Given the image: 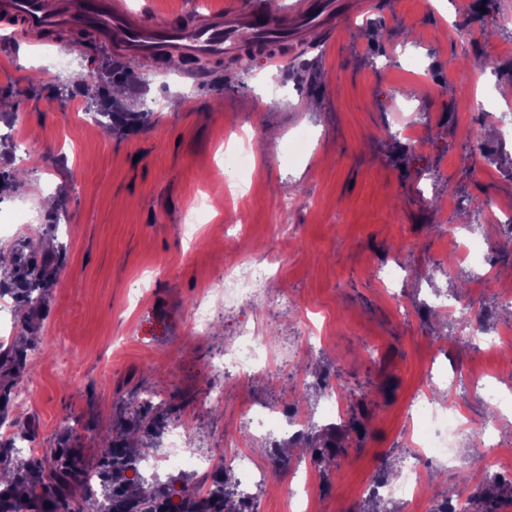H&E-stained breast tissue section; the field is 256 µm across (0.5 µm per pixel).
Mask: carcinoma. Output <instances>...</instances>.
Listing matches in <instances>:
<instances>
[{
    "label": "carcinoma",
    "mask_w": 512,
    "mask_h": 512,
    "mask_svg": "<svg viewBox=\"0 0 512 512\" xmlns=\"http://www.w3.org/2000/svg\"><path fill=\"white\" fill-rule=\"evenodd\" d=\"M85 95L93 114L104 118L103 127L110 129L122 118L121 112L97 109L90 90H85ZM13 285L21 291L25 303H41L49 287L47 264L39 265L25 257L22 249H15L12 270L0 268V290ZM0 364L15 370L25 367V350L13 348L1 353ZM137 457L135 449L112 444L100 449L97 464L88 468L75 449L61 448L56 453L55 465L48 471L31 458L10 457L13 477L0 491V512H81L73 489L84 486L87 474L94 470L106 471L97 512H151L153 507L172 505L175 496L179 503L173 504V512H235V492L225 483L224 471L215 473L211 497L200 499L186 487L145 488L127 479L126 473Z\"/></svg>",
    "instance_id": "carcinoma-1"
}]
</instances>
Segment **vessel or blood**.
Returning <instances> with one entry per match:
<instances>
[{"label": "vessel or blood", "mask_w": 512, "mask_h": 512, "mask_svg": "<svg viewBox=\"0 0 512 512\" xmlns=\"http://www.w3.org/2000/svg\"><path fill=\"white\" fill-rule=\"evenodd\" d=\"M349 0H299L296 10H272L266 0L205 16L176 14L158 20L122 9L119 0H0V21L38 37L50 31L86 33L91 45L121 59L239 58L244 47L277 64L283 46L318 31L334 37L349 17Z\"/></svg>", "instance_id": "1"}]
</instances>
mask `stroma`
Instances as JSON below:
<instances>
[{
    "instance_id": "obj_1",
    "label": "stroma",
    "mask_w": 512,
    "mask_h": 512,
    "mask_svg": "<svg viewBox=\"0 0 512 512\" xmlns=\"http://www.w3.org/2000/svg\"><path fill=\"white\" fill-rule=\"evenodd\" d=\"M128 10L155 19L207 14L243 0H124ZM512 0H495L474 20V0H379L378 13L351 12L333 39L318 49L303 44L268 67L253 57L229 64L206 63L202 86L189 72L143 70L107 49L89 53L69 33L29 40L15 26L0 24V134L22 127L32 156L19 185L1 196L32 206L38 237L64 246L49 251L52 283L43 309L17 329L12 346L25 348L27 364L10 380L29 390V407L10 409L17 427L36 444L51 467L56 448L81 449L96 464L106 442L144 448V435L166 428L196 410L201 445L224 444L247 432L245 411L264 403L314 416L322 442L336 445L330 461L315 466L309 488L311 512H373L361 488L369 479L396 481L407 463L403 429L414 394L432 380L457 377V404L467 421L489 411L468 384L471 375L497 371L512 349L491 348L502 332L505 306L498 293L512 290V226L480 224L475 206L512 204V147L500 143L490 120L499 104L512 107V29L502 26ZM479 34L464 53L463 37ZM67 55L76 77L100 83L103 102L124 85V108L158 102L136 128H91L83 122L82 90L60 96L50 79L40 84L42 52ZM419 55L435 80L425 83L406 63ZM466 89L458 73L467 58ZM418 97V144L390 129L399 95ZM485 97V111L464 110L470 96ZM257 130L260 167L249 197L225 204L221 184L224 133ZM313 137L297 165L280 154L300 129ZM477 157L497 171L475 175L460 163ZM49 182L67 223L53 224L42 204H29L34 179ZM301 195L306 203L290 223L295 237L283 263L271 265L272 288L287 289L295 309L271 316V335L290 346L298 341L296 318L316 328L309 337L303 381L284 370L225 389L224 403L205 407L213 357L234 341L238 314L216 312L209 335L193 336L188 308L204 285L220 277L232 245L257 257L279 246L278 200ZM209 202L212 222L185 232V217ZM240 207L246 226L228 224L225 213ZM485 238L488 261L463 259L460 246ZM437 267L428 276L429 267ZM396 291L410 305L400 315L389 297ZM466 299L484 319L478 339L459 338L436 295ZM341 381L345 411L324 415L323 386ZM165 389L166 402L147 404ZM261 447L266 476L245 504L247 512H296L288 489L302 479L308 451L292 453L293 437L280 429ZM474 434L462 436L449 462L425 461L416 506L389 497L388 512H435L462 487L486 489L489 512H512V469L499 485L485 487L474 467Z\"/></svg>"
}]
</instances>
